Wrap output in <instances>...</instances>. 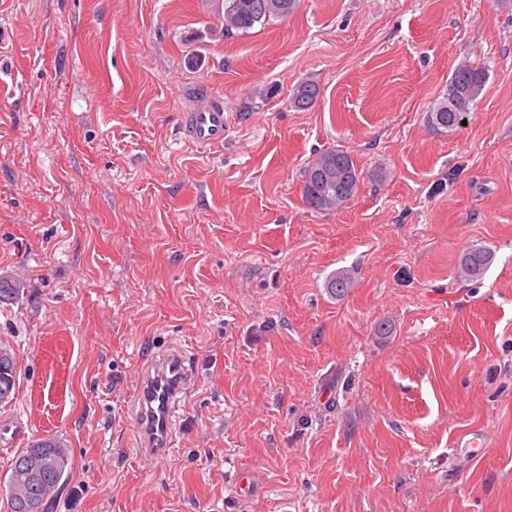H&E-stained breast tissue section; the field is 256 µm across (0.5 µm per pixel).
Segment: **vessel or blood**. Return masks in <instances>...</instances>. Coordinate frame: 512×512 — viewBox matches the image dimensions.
I'll return each instance as SVG.
<instances>
[{
  "label": "vessel or blood",
  "instance_id": "b4317fda",
  "mask_svg": "<svg viewBox=\"0 0 512 512\" xmlns=\"http://www.w3.org/2000/svg\"><path fill=\"white\" fill-rule=\"evenodd\" d=\"M189 137L205 148L224 139V106L209 101L188 113ZM192 371L185 351L172 347L143 365L135 386V433L146 453L160 455L174 445L176 412L189 394Z\"/></svg>",
  "mask_w": 512,
  "mask_h": 512
}]
</instances>
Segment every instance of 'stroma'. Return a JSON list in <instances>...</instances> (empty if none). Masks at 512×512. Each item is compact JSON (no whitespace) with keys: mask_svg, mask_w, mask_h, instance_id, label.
<instances>
[{"mask_svg":"<svg viewBox=\"0 0 512 512\" xmlns=\"http://www.w3.org/2000/svg\"><path fill=\"white\" fill-rule=\"evenodd\" d=\"M464 63L483 91L434 132ZM208 98L226 132L200 150ZM330 149L362 181L316 211ZM1 274L24 293L0 476L57 439L49 512H512V0H301L232 38L209 0H0ZM173 342L195 387L153 457L131 400ZM486 80L481 68L473 65L457 67L448 79L447 91L442 100L433 106L428 115V123L440 133L456 131L467 112L473 109ZM319 93V86L315 82H303L295 88L289 102L298 110H306L316 103ZM184 124L188 136L200 148H206L224 140V105L211 100L196 112H189ZM361 172L343 150L320 152L304 168L302 194L306 204L319 211L333 212L359 191ZM493 259V252L487 247L472 249L464 254L456 268L455 275L464 281H478Z\"/></svg>","mask_w":512,"mask_h":512,"instance_id":"1","label":"stroma"}]
</instances>
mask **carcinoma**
I'll use <instances>...</instances> for the list:
<instances>
[{"label": "carcinoma", "instance_id": "carcinoma-1", "mask_svg": "<svg viewBox=\"0 0 512 512\" xmlns=\"http://www.w3.org/2000/svg\"><path fill=\"white\" fill-rule=\"evenodd\" d=\"M299 0H212L213 11L223 16L224 35L246 34L257 25H264L272 19H284L293 14ZM486 80L485 72L472 65L457 67L448 79L447 91L442 100L433 106L428 123L433 130L451 133L460 127L467 112L473 109ZM320 89L314 82L299 84L290 104L298 110L312 107ZM361 172L354 165L351 156L331 149L320 152L304 168L302 173V194L306 204L319 211L334 212L350 201L359 191ZM493 259V252L487 247L475 248L464 254L456 268L455 275L464 281H478ZM351 285V276L338 272L327 284L328 291L335 297L345 295ZM23 289L7 276H0V303L18 299ZM16 366L14 357L0 360V398L5 400L15 393ZM45 456L48 466L40 480L30 484L25 497L8 496L9 512H30L32 503L52 496L69 469V450L53 438H42L31 444Z\"/></svg>", "mask_w": 512, "mask_h": 512}]
</instances>
